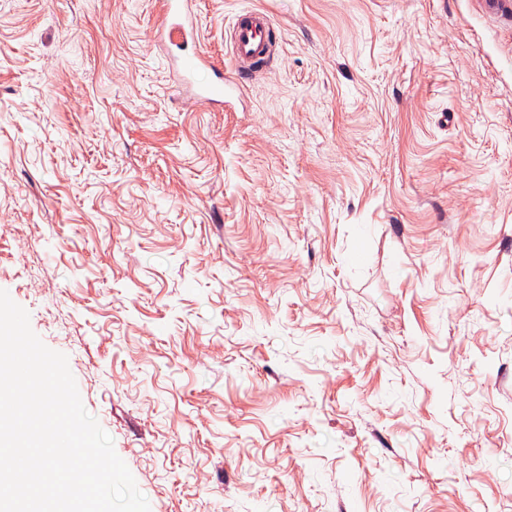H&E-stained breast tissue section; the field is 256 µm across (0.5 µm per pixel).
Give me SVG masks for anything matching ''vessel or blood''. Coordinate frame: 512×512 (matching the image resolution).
I'll list each match as a JSON object with an SVG mask.
<instances>
[{
	"instance_id": "b4317fda",
	"label": "vessel or blood",
	"mask_w": 512,
	"mask_h": 512,
	"mask_svg": "<svg viewBox=\"0 0 512 512\" xmlns=\"http://www.w3.org/2000/svg\"><path fill=\"white\" fill-rule=\"evenodd\" d=\"M163 16L161 35L175 42L177 51L168 60L178 86H192L199 97L220 103L227 89L235 88L236 80L215 69L213 59L201 50H189L196 40V16L192 0H159ZM270 20L266 12L256 9L241 11L233 25L232 60L235 69L248 66L250 60L268 50Z\"/></svg>"
}]
</instances>
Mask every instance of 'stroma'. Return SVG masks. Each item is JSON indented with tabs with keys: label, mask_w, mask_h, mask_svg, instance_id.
Instances as JSON below:
<instances>
[{
	"label": "stroma",
	"mask_w": 512,
	"mask_h": 512,
	"mask_svg": "<svg viewBox=\"0 0 512 512\" xmlns=\"http://www.w3.org/2000/svg\"><path fill=\"white\" fill-rule=\"evenodd\" d=\"M253 7L0 0V289L151 512H512V0ZM158 3L163 16L161 39L167 38L181 51L186 50L189 42L193 45L191 53L175 55L172 50L166 53L176 83L179 87L194 86L199 97L224 104L226 87L232 89L240 86L233 77L230 80L224 77V71L215 69L210 56L195 48L197 23L192 1L160 0ZM209 70L214 77L207 80L203 74ZM231 41L235 71L241 72L254 58L264 56L268 50L270 20L265 11L249 9L235 17Z\"/></svg>",
	"instance_id": "stroma-1"
}]
</instances>
